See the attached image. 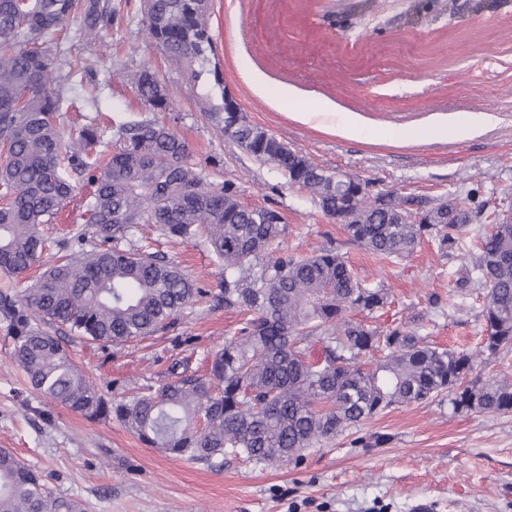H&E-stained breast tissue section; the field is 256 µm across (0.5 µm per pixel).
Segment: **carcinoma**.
<instances>
[{
    "label": "carcinoma",
    "mask_w": 512,
    "mask_h": 512,
    "mask_svg": "<svg viewBox=\"0 0 512 512\" xmlns=\"http://www.w3.org/2000/svg\"><path fill=\"white\" fill-rule=\"evenodd\" d=\"M209 0H142L143 23L170 66L223 84L210 68L215 47ZM81 36L112 28L109 0H0V272L18 277L48 246L42 227L73 199L76 179L93 187L84 227L55 246L66 252L23 294L0 291V319L15 342L14 361L33 391L90 420H115L145 445L194 462L243 458L256 465L301 464L316 448L396 406L444 396L454 413H512V379H483L475 359L512 351V220L471 190L426 199L314 164L247 121L226 100L208 113L220 135L284 183L305 191L322 214L343 218L349 242L385 264L428 241L459 263L455 287L428 296L429 308L460 309L470 287L483 290L484 336L477 352L436 345L402 323L367 322L390 304L381 282L362 279L327 240L301 256L288 249V225L272 206L247 207L232 182L214 183L189 163L187 141L157 117L170 111L163 81L149 68L134 91L144 112L112 120V140L92 118L68 139L57 123L70 79L45 35L71 18ZM489 229L462 251L470 224ZM151 224L171 239L203 238L222 268L219 292L195 285L164 254L141 243ZM205 301L243 312L234 336L213 353L209 374L172 363L158 386L107 399L56 336L57 325L89 343L124 344L176 324ZM356 311L361 320L345 317ZM33 469L0 449V512H79Z\"/></svg>",
    "instance_id": "1"
}]
</instances>
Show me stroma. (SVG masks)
I'll return each mask as SVG.
<instances>
[{"label": "stroma", "instance_id": "obj_1", "mask_svg": "<svg viewBox=\"0 0 512 512\" xmlns=\"http://www.w3.org/2000/svg\"><path fill=\"white\" fill-rule=\"evenodd\" d=\"M118 23L103 40L78 36L79 19L45 39L73 71L62 110L65 137L99 117L142 110L131 89L149 67L165 81L173 128L191 164L231 181L249 206L279 209L290 249L308 255L326 239L346 260L390 290L381 325L409 326L431 293L454 284L452 264L421 245L396 265L350 244L343 225L315 208L211 126L207 112L231 92L248 121L316 164L377 188L436 198L470 189L512 212V10L472 11L407 27L396 0L379 21L360 25L349 0H211L214 62L224 77L194 80L170 67L148 35L140 0H111ZM155 247L196 284L216 288L221 268L206 242L160 238ZM481 301L468 296L453 316L424 323L438 345L475 348ZM240 316L221 306L186 310L176 326L140 342L89 346L64 336L73 360L108 397L145 381L162 383L188 361L206 374L208 356L234 334ZM14 341L0 323V448L40 473L82 512H512V414L453 413L439 401L396 407L367 420L374 446L338 437L309 449L302 465L268 469L228 457L213 466L142 444L117 421H91L29 388L13 360Z\"/></svg>", "mask_w": 512, "mask_h": 512}]
</instances>
